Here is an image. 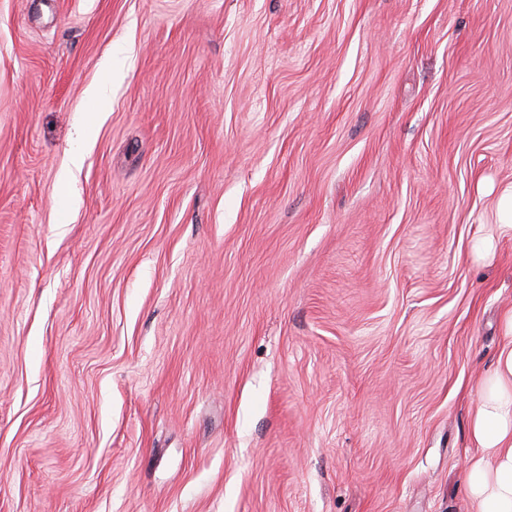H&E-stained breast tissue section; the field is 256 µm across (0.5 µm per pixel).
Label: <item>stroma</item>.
<instances>
[{"mask_svg":"<svg viewBox=\"0 0 512 512\" xmlns=\"http://www.w3.org/2000/svg\"><path fill=\"white\" fill-rule=\"evenodd\" d=\"M511 185L512 0H0V512H473ZM112 88V58L104 64L101 79L87 87L85 96L89 101L105 100ZM86 150L87 147L85 146L71 151L68 162L57 175L59 190L65 196H75L77 176L84 166Z\"/></svg>","mask_w":512,"mask_h":512,"instance_id":"35a3bbf8","label":"stroma"}]
</instances>
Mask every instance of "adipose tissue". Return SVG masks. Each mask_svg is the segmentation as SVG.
<instances>
[{
	"label": "adipose tissue",
	"mask_w": 512,
	"mask_h": 512,
	"mask_svg": "<svg viewBox=\"0 0 512 512\" xmlns=\"http://www.w3.org/2000/svg\"><path fill=\"white\" fill-rule=\"evenodd\" d=\"M475 450L466 481L475 512H512V320L471 421Z\"/></svg>",
	"instance_id": "obj_1"
}]
</instances>
